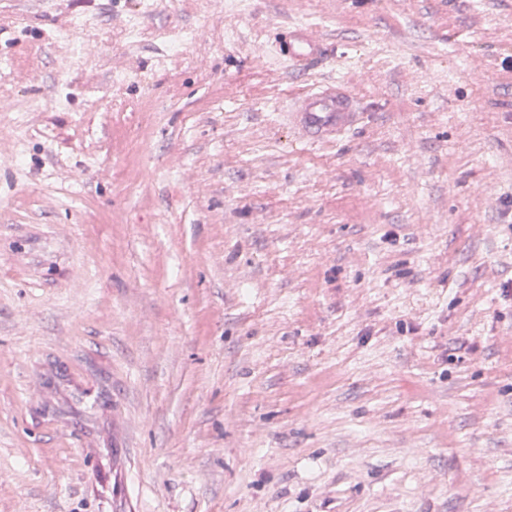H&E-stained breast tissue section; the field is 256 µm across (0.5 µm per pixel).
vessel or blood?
Masks as SVG:
<instances>
[{
  "label": "vessel or blood",
  "instance_id": "b4317fda",
  "mask_svg": "<svg viewBox=\"0 0 512 512\" xmlns=\"http://www.w3.org/2000/svg\"><path fill=\"white\" fill-rule=\"evenodd\" d=\"M279 50L296 68L312 66L328 52L324 40L304 24L289 26ZM360 116L359 102L347 86L337 81L317 85L291 98L284 114L294 142L300 145L334 142L340 134L353 128Z\"/></svg>",
  "mask_w": 512,
  "mask_h": 512
}]
</instances>
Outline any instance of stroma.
Returning a JSON list of instances; mask_svg holds the SVG:
<instances>
[{
    "instance_id": "1",
    "label": "stroma",
    "mask_w": 512,
    "mask_h": 512,
    "mask_svg": "<svg viewBox=\"0 0 512 512\" xmlns=\"http://www.w3.org/2000/svg\"><path fill=\"white\" fill-rule=\"evenodd\" d=\"M511 280L512 0H0V512H512ZM281 54L291 66L306 68L322 61L328 52L326 43L313 29L304 24H293L279 42ZM360 104L351 91L336 80L319 84L288 101L282 116L295 143H332L353 128L361 116Z\"/></svg>"
}]
</instances>
